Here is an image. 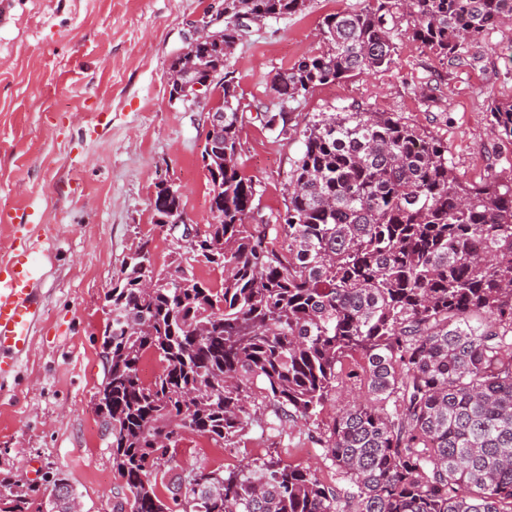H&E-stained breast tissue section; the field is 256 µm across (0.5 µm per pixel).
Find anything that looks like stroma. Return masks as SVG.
Segmentation results:
<instances>
[{"instance_id": "35a3bbf8", "label": "stroma", "mask_w": 512, "mask_h": 512, "mask_svg": "<svg viewBox=\"0 0 512 512\" xmlns=\"http://www.w3.org/2000/svg\"><path fill=\"white\" fill-rule=\"evenodd\" d=\"M0 14V213L34 215L43 305L34 343L16 379L0 387V470L44 486L61 471L81 512H112L120 482L93 405L103 378L104 296L126 256L150 241L156 269L169 270L171 237L153 222L155 185L184 192L192 223L209 222L199 160L208 108L219 99L174 100L168 67L214 0H10ZM363 0H310L305 11L251 25L227 69L241 97L239 163L256 182L260 213L285 209V183L301 132L320 112L359 104L392 112L448 143L464 181L512 177V144L490 131L492 100L512 97V24L489 30L459 65L440 62L399 34L391 67L316 88L281 106L271 90L280 69L323 50L319 23ZM287 109V136L258 115ZM325 408L307 425L254 416L235 447L185 434L168 468L243 465L272 453L335 481L321 447Z\"/></svg>"}]
</instances>
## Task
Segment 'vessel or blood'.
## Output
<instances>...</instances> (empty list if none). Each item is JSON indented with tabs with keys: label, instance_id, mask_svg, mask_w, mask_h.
<instances>
[{
	"label": "vessel or blood",
	"instance_id": "obj_1",
	"mask_svg": "<svg viewBox=\"0 0 512 512\" xmlns=\"http://www.w3.org/2000/svg\"><path fill=\"white\" fill-rule=\"evenodd\" d=\"M29 214H0V222L15 225L22 236L13 255L0 262V381L15 372L29 351L39 319L42 294L35 275L38 247L26 235Z\"/></svg>",
	"mask_w": 512,
	"mask_h": 512
}]
</instances>
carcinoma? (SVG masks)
<instances>
[{
    "instance_id": "obj_1",
    "label": "carcinoma",
    "mask_w": 512,
    "mask_h": 512,
    "mask_svg": "<svg viewBox=\"0 0 512 512\" xmlns=\"http://www.w3.org/2000/svg\"><path fill=\"white\" fill-rule=\"evenodd\" d=\"M309 0H224V55L257 21L299 13ZM454 63L512 0H364L324 16L325 49L279 71L283 103L394 62L397 21ZM198 81L220 92L224 161L206 162L210 203L224 223L172 235L185 268L156 269L150 241L112 283L101 357L112 419L116 512H512V178L462 181L448 144L392 112L351 105L320 112L303 131L277 223L256 220V188L239 163L244 113L214 44L195 48ZM494 134L512 141V99L489 106ZM264 127L288 135V113ZM179 191L160 185L154 215L180 218ZM222 271L214 284L194 264ZM161 284L151 292L142 279ZM148 356L161 369L148 383ZM365 397L325 424L327 485L270 455L246 465L163 473L181 428L224 444L257 410L307 423L350 381ZM162 474L160 481L150 480ZM181 508L163 502L183 483ZM49 497L0 472V512H54Z\"/></svg>"
}]
</instances>
